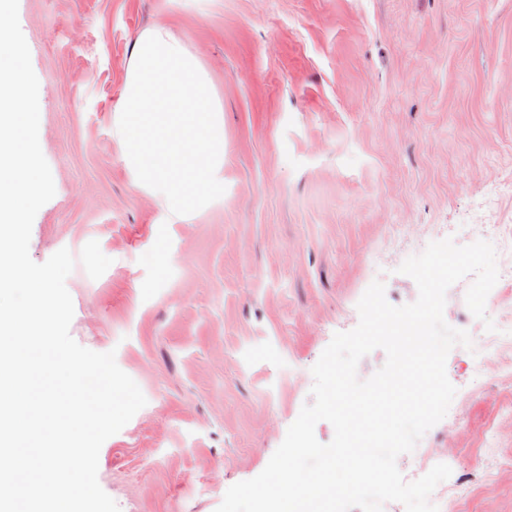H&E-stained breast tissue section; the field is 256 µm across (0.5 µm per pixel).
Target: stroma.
I'll return each mask as SVG.
<instances>
[{"instance_id":"35a3bbf8","label":"stroma","mask_w":512,"mask_h":512,"mask_svg":"<svg viewBox=\"0 0 512 512\" xmlns=\"http://www.w3.org/2000/svg\"><path fill=\"white\" fill-rule=\"evenodd\" d=\"M56 193L29 254L68 248L70 334L147 399L102 445L120 512H216L311 402V369L374 280L429 243L512 229V0H19ZM170 29L224 110L225 192L188 214L141 183L114 107L138 37ZM446 294V322L484 332ZM446 362L462 420L426 434L469 512H512V371Z\"/></svg>"}]
</instances>
